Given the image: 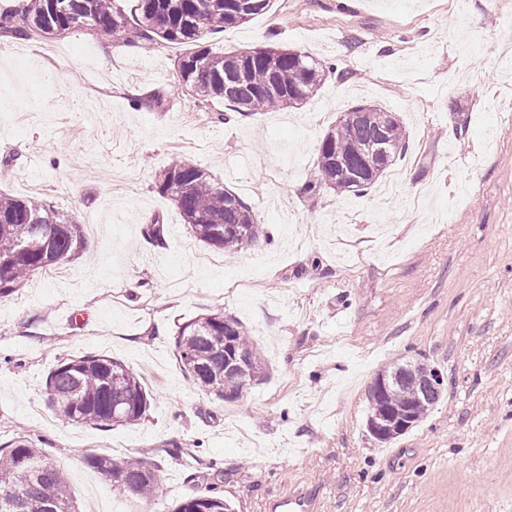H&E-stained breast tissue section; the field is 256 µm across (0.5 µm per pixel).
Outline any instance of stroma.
<instances>
[{
  "instance_id": "1",
  "label": "stroma",
  "mask_w": 512,
  "mask_h": 512,
  "mask_svg": "<svg viewBox=\"0 0 512 512\" xmlns=\"http://www.w3.org/2000/svg\"><path fill=\"white\" fill-rule=\"evenodd\" d=\"M213 51L277 44L334 64L297 109L243 116L197 102L177 78L187 44L130 53L92 29L0 36V191L81 224L70 280L37 275L0 300V448L23 434L66 473L76 512L102 498L173 512L218 486L235 512L298 489L316 512H512V0H275L207 35ZM165 88L164 109L132 96ZM396 113L402 182L310 192L317 145L350 107ZM205 169L264 234L225 257L155 187L172 160ZM164 247L147 243L153 218ZM223 310L268 362L232 402L196 388L177 327ZM99 354L136 372L137 424L56 417L57 361ZM421 362L445 393L407 433L366 429L379 370ZM183 447L180 456L173 446ZM135 456L158 475L151 505L90 468Z\"/></svg>"
}]
</instances>
